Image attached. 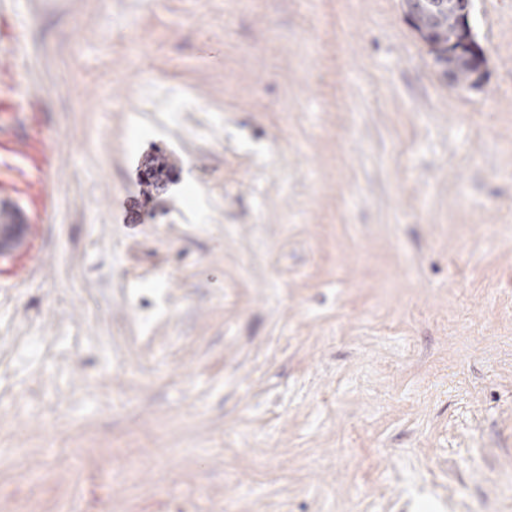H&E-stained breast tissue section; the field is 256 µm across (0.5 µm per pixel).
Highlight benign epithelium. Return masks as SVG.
<instances>
[{
  "label": "benign epithelium",
  "instance_id": "1",
  "mask_svg": "<svg viewBox=\"0 0 512 512\" xmlns=\"http://www.w3.org/2000/svg\"><path fill=\"white\" fill-rule=\"evenodd\" d=\"M473 0H450L448 13L455 19L452 40L448 42V62L440 66L443 78L450 85L459 84V69L462 62H468L470 78L466 86L479 88L482 86L487 69L486 56L476 42L471 26V10Z\"/></svg>",
  "mask_w": 512,
  "mask_h": 512
}]
</instances>
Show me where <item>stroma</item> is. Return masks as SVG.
<instances>
[{"label": "stroma", "instance_id": "obj_1", "mask_svg": "<svg viewBox=\"0 0 512 512\" xmlns=\"http://www.w3.org/2000/svg\"><path fill=\"white\" fill-rule=\"evenodd\" d=\"M7 8L0 512H512V0ZM472 2L473 0H451L448 3V11H438V15L433 18L436 20L434 26L440 29V32L427 39L425 45L436 66L444 61L445 54L448 52V63L440 66L442 76L448 84H459L460 66L463 61H467L471 75L465 84L470 88H479L486 77L487 59L473 35L470 21ZM448 13L455 19L454 33L450 42H448V27L450 28L451 24L448 23ZM438 29L427 31L434 33L439 31ZM17 122L11 128H0V147L3 148L8 155L13 156H26V148L28 145V138L25 136L24 127L27 114L24 112H15ZM7 140L11 147H3L4 141ZM143 172L147 174L148 179L142 183L159 191L173 181L175 167L165 153L158 151L145 160Z\"/></svg>", "mask_w": 512, "mask_h": 512}]
</instances>
